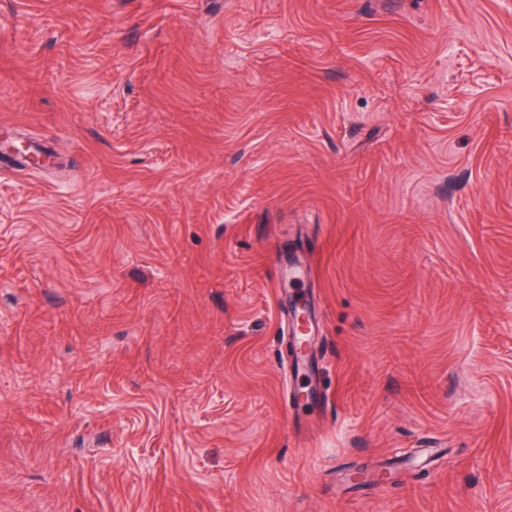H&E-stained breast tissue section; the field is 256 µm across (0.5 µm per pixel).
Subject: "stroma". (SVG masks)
Segmentation results:
<instances>
[{"mask_svg": "<svg viewBox=\"0 0 512 512\" xmlns=\"http://www.w3.org/2000/svg\"><path fill=\"white\" fill-rule=\"evenodd\" d=\"M16 140L0 512H512V0H0ZM276 264L280 278L299 282L310 275V268L307 264L297 260H288L283 252L277 255Z\"/></svg>", "mask_w": 512, "mask_h": 512, "instance_id": "obj_1", "label": "stroma"}]
</instances>
